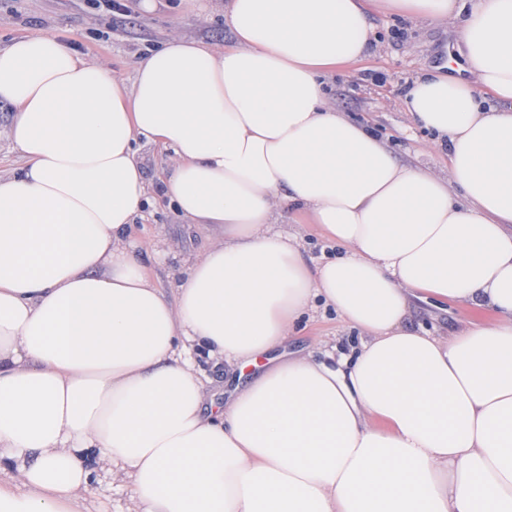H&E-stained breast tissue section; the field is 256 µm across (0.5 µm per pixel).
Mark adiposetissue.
<instances>
[{"mask_svg": "<svg viewBox=\"0 0 512 512\" xmlns=\"http://www.w3.org/2000/svg\"><path fill=\"white\" fill-rule=\"evenodd\" d=\"M373 2L226 0L233 47L170 38L128 85L50 34L0 48V512H89L99 466L128 512H512V0L404 97L443 176L326 100ZM141 142L206 240L168 290L128 239ZM446 303L493 318L415 326ZM319 306L359 345L286 353ZM206 364L262 370L220 402Z\"/></svg>", "mask_w": 512, "mask_h": 512, "instance_id": "adipose-tissue-1", "label": "adipose tissue"}]
</instances>
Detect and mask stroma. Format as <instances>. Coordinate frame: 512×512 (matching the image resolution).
Here are the masks:
<instances>
[{"label":"stroma","mask_w":512,"mask_h":512,"mask_svg":"<svg viewBox=\"0 0 512 512\" xmlns=\"http://www.w3.org/2000/svg\"><path fill=\"white\" fill-rule=\"evenodd\" d=\"M212 0H158L155 13L130 16L94 9L89 0H0V46L34 31L59 36L77 45L92 58L106 61L113 76L131 83L137 60L167 36L179 33L201 38L218 47H229L233 36L224 24V14L208 11ZM463 17L444 21L402 17L386 8L372 14L375 37L368 55L360 62L334 72L328 85L331 105L356 120L380 129L397 160L432 171H441L443 159L431 147L405 112L401 95L405 87L430 65L443 58H460L458 31ZM378 74V81L365 79V72ZM131 236L143 260L167 243L176 254L168 256L159 284L169 289L181 263L194 258L204 244L191 225L179 221L165 203H157L144 218L136 220ZM488 312L449 305L447 310L421 309L419 323L436 335L453 333L463 324L490 321ZM357 331L347 328L331 312H317L303 321L289 341V350L317 348L323 343L349 345Z\"/></svg>","instance_id":"35a3bbf8"}]
</instances>
